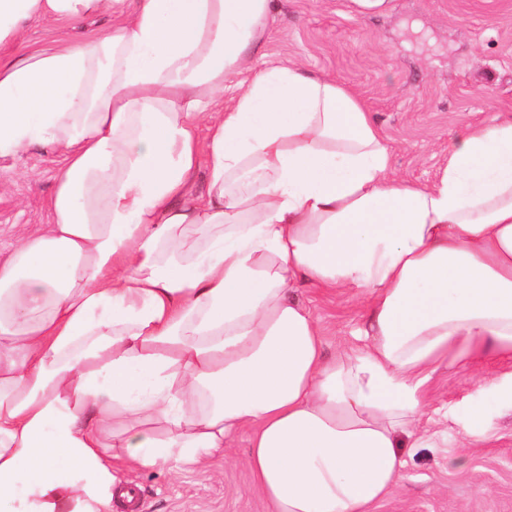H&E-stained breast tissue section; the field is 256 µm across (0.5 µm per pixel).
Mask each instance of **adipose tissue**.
<instances>
[{"label": "adipose tissue", "mask_w": 512, "mask_h": 512, "mask_svg": "<svg viewBox=\"0 0 512 512\" xmlns=\"http://www.w3.org/2000/svg\"><path fill=\"white\" fill-rule=\"evenodd\" d=\"M273 0H0V157L62 158L0 258V512H112L114 462L179 473L247 435L270 512H373L448 359L512 360V116L398 178L345 85L257 64ZM118 22L6 55L33 18ZM206 195L195 196L198 166ZM308 282L363 306L327 355ZM512 369L460 408L472 445Z\"/></svg>", "instance_id": "ef3b65f1"}]
</instances>
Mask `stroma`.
I'll use <instances>...</instances> for the list:
<instances>
[{"mask_svg":"<svg viewBox=\"0 0 512 512\" xmlns=\"http://www.w3.org/2000/svg\"><path fill=\"white\" fill-rule=\"evenodd\" d=\"M383 15L357 14L352 0H275L262 52L265 62L296 64L330 77L365 102L393 149L395 173L436 180L449 140L466 126L512 116V0H391ZM111 14L79 23L32 19L15 52L50 49L114 23ZM60 159L33 146L0 158V248L49 220ZM293 295L312 308L329 351L352 344L358 301L309 283ZM493 361L442 366L425 385L432 406L461 401ZM246 438L207 465L176 474L117 466L136 485L139 512H269L242 461ZM399 489L374 512H512V416L494 419L490 440L467 447L459 429L441 448H406Z\"/></svg>","mask_w":512,"mask_h":512,"instance_id":"35a3bbf8","label":"stroma"}]
</instances>
